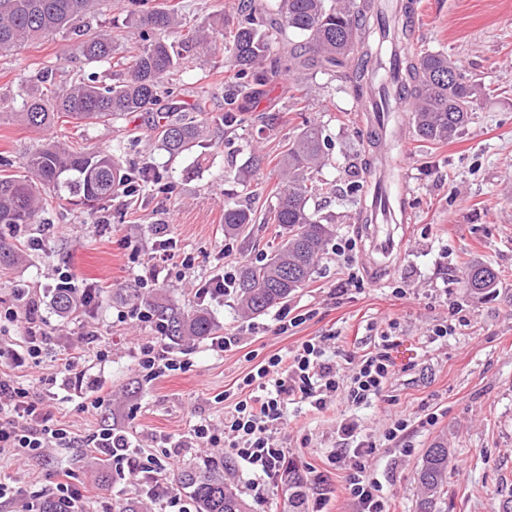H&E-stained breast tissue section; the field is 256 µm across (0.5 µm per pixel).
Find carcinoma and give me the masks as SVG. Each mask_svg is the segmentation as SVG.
I'll return each instance as SVG.
<instances>
[{
  "label": "carcinoma",
  "instance_id": "cac0c4a2",
  "mask_svg": "<svg viewBox=\"0 0 512 512\" xmlns=\"http://www.w3.org/2000/svg\"><path fill=\"white\" fill-rule=\"evenodd\" d=\"M148 0H130L127 23L138 30L139 44L130 56L124 79L106 84L92 72L70 87L53 81V70L42 72L43 87L22 89V103L13 116L30 128L48 130L64 114L88 126L111 122L141 112L157 100L167 76L179 71L187 56L211 50L213 35L224 40V67L233 71L224 115L177 117L155 128L158 149L175 159L202 143L206 130L219 120L228 125L251 121L245 103L275 82L282 72L296 73L316 65L336 80L349 83L356 99L365 94L366 65H386V29L372 0H268L261 8L243 0L237 22L229 31L224 23L205 31L191 27L182 15L165 8L147 7ZM95 0H0V54L35 40L54 36L74 25ZM296 32L305 42L288 44V54L272 57V32ZM116 48L113 39L95 34L76 41L73 54L88 65L109 63ZM402 88L413 103L411 121L417 138L429 143L453 140L466 125L481 84L466 77L442 53L422 52L407 59ZM330 143L322 128L306 122L283 145L277 165L279 182L265 223L279 228L281 241L259 265H244L236 276L235 296L244 318L264 315L283 303L312 276L336 228L310 210L318 190L312 175L325 165ZM120 148L86 149L50 141L29 153L22 174H0V224L17 228L35 224L51 194L74 207L93 211L97 205L129 190L137 196L145 188L167 192L171 185L159 172L143 174V167H125ZM256 222L251 205L233 201L224 205V233L250 232ZM467 290L481 297L500 292L498 271L481 262L465 273ZM57 311L76 307L72 290L56 288ZM149 309L174 342L217 337L220 326L207 309H181L158 297ZM448 441L441 438L422 456L414 481L415 512H448ZM287 494V512H304L307 478L292 461L280 474ZM178 487L189 493L195 512H249L234 481L224 475V461L204 460L182 469Z\"/></svg>",
  "mask_w": 512,
  "mask_h": 512
}]
</instances>
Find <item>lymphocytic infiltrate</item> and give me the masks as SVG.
I'll use <instances>...</instances> for the list:
<instances>
[{
	"mask_svg": "<svg viewBox=\"0 0 512 512\" xmlns=\"http://www.w3.org/2000/svg\"><path fill=\"white\" fill-rule=\"evenodd\" d=\"M0 319L19 323L23 336L21 348L0 349V456L32 454L53 445L71 444L69 431L52 413L44 411L40 401L11 374L27 361L39 360L50 343L37 304L27 302L21 311L1 309ZM341 370V364L327 356L317 338L304 341L288 355L271 356L244 376L245 393L225 416L223 432L202 423L194 425L193 447L227 444L230 454L251 473L254 498L264 499L286 461L284 449L273 442V428L285 423L291 401L307 400L316 410L328 409L341 390ZM392 373L390 344L384 339L362 355L345 389L348 400L361 403L381 398ZM337 432L345 445L337 449L334 459L337 469L344 473L346 493L357 502L360 512H388L381 487L371 474L375 444L362 439L356 423L346 418L340 420ZM86 445L105 455L116 473L138 485L155 503L157 512H192L180 489L162 480L163 472L174 465L177 450L138 456L128 434L113 427L102 429Z\"/></svg>",
	"mask_w": 512,
	"mask_h": 512,
	"instance_id": "obj_1",
	"label": "lymphocytic infiltrate"
}]
</instances>
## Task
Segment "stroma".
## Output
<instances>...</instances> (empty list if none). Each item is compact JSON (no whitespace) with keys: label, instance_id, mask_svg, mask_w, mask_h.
<instances>
[{"label":"stroma","instance_id":"stroma-1","mask_svg":"<svg viewBox=\"0 0 512 512\" xmlns=\"http://www.w3.org/2000/svg\"><path fill=\"white\" fill-rule=\"evenodd\" d=\"M125 0H102L82 21L90 32L107 31L121 48L135 46L137 31L125 24ZM239 0H150L171 7L199 28L215 18L232 24ZM410 55L445 52L486 90L476 111L457 137L431 144L407 131L409 147L400 160L404 195L411 222L396 228L393 265L382 276L371 275L360 213L363 199L349 192L352 172L372 149L363 137L364 117L352 88L314 69L283 77L250 103L256 115L273 117L275 129L212 126L198 155L169 160L157 150L152 122L165 113L193 115L196 108L213 116L224 112L230 80L224 50L187 60L175 77V92L157 105L111 124L82 126L64 117L37 131L0 114V157L21 166L24 156L55 140L88 148L121 146L127 160L147 161L171 183L169 195L144 192L117 197L104 209L110 225L98 228L87 213L67 204H51L45 223L1 236L21 254L9 269L0 268V306L38 300L53 333L40 364L16 369L18 381L43 397L55 419L76 438L74 448H47L0 461V474L21 487L19 496L0 501V512H27L42 501L57 474L66 473L79 489L89 490L88 512L135 496L136 489L116 473L106 472L104 457L81 442L112 426L128 433L139 453H160L176 446L192 426L222 424L237 401L243 377L275 354H286L302 342L326 337L328 355L360 357L373 349L381 334L392 340L393 376L382 399L356 404L337 399L320 412L305 403L288 407V423L276 440L307 477L322 475L323 512H358L343 490V473L331 462L342 442L337 423L348 418L362 437L377 445L372 473L391 512H412L414 474L435 438L448 441V512H495L492 488L512 489V0H422ZM76 39L64 32L41 39L13 54L0 56V97L16 93L47 68L71 82L97 73L112 84L119 70L95 67L68 58ZM320 124L331 143L327 164L316 173L319 194L311 210L336 225L310 282L295 291L287 305L308 319L281 334L277 310L253 319L239 316L235 300L208 302L221 333L234 337L226 351H213L210 341L175 344L157 338L148 324L130 318L156 296L185 308L198 307L197 284L220 273L259 263L274 244V227L252 225L245 236L224 233V202L253 193L259 207L271 204L276 185L270 159L293 138L303 121ZM268 164L254 173L249 187L236 176L254 149ZM165 223L180 255L193 260L190 270L170 267L166 279L153 281L155 227ZM40 240L29 248L31 240ZM353 240L355 249L339 256L337 243ZM491 263L502 273L497 297L467 294L464 272L469 261ZM69 272L74 288L97 283L93 308L60 316L52 305L59 272ZM127 312L118 322V312ZM96 327L103 355L87 354L70 371L62 354L78 345L81 327ZM448 335L434 338L438 327ZM160 341L183 364L153 381L137 372L135 344ZM82 380H75V373ZM406 415L403 436L384 438L396 415ZM434 423H427V415Z\"/></svg>","mask_w":512,"mask_h":512}]
</instances>
